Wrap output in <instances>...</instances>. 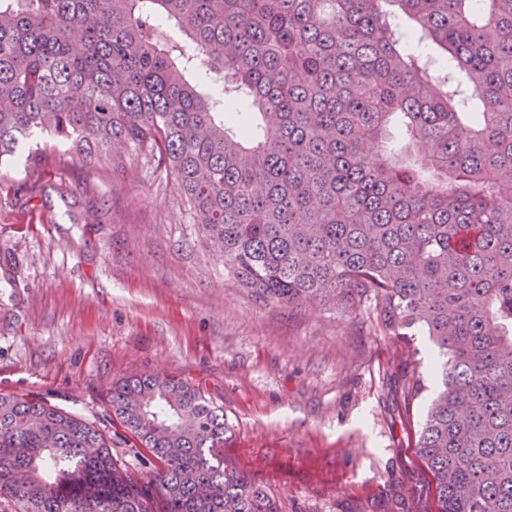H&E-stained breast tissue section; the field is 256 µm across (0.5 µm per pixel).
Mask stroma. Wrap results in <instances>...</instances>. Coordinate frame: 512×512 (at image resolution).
Instances as JSON below:
<instances>
[{"mask_svg":"<svg viewBox=\"0 0 512 512\" xmlns=\"http://www.w3.org/2000/svg\"><path fill=\"white\" fill-rule=\"evenodd\" d=\"M39 154L42 174L25 167ZM0 172V394L48 400L100 429L127 468L151 466L112 421L106 394L137 374L199 386L233 425L224 447L280 512H433L408 401L407 348L379 327L373 302L267 304L224 275L173 182L147 169L80 163L37 134Z\"/></svg>","mask_w":512,"mask_h":512,"instance_id":"35a3bbf8","label":"stroma"}]
</instances>
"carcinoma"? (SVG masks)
Segmentation results:
<instances>
[{
    "instance_id": "carcinoma-1",
    "label": "carcinoma",
    "mask_w": 512,
    "mask_h": 512,
    "mask_svg": "<svg viewBox=\"0 0 512 512\" xmlns=\"http://www.w3.org/2000/svg\"><path fill=\"white\" fill-rule=\"evenodd\" d=\"M38 130L163 171L259 299H369L429 337L436 512H512V0H0V167ZM108 403L154 471L0 395V512H280L199 387L136 375Z\"/></svg>"
}]
</instances>
